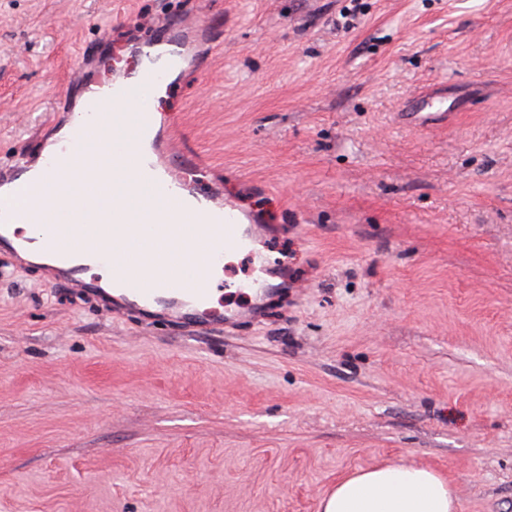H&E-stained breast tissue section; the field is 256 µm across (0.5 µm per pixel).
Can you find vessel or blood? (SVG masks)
<instances>
[{
    "instance_id": "b4317fda",
    "label": "vessel or blood",
    "mask_w": 512,
    "mask_h": 512,
    "mask_svg": "<svg viewBox=\"0 0 512 512\" xmlns=\"http://www.w3.org/2000/svg\"><path fill=\"white\" fill-rule=\"evenodd\" d=\"M147 36L138 53L146 65L134 81L115 80L94 86L81 111L72 113L68 136L42 158L38 183L27 177L28 154L19 152L0 171V181L10 184L0 195V254H13L11 228L33 225L32 239L51 257L52 269L62 284L95 298L105 309L123 315H143L151 308L176 312L181 323L200 329L228 328L242 315L224 314L210 307L223 283L214 271L224 264V252L247 245L235 206L210 196H199L191 174L204 162L186 146L176 148L177 163L156 160L159 132L152 107L156 87L181 68L185 46L177 28L169 23H147ZM135 102L139 122L128 129L119 110ZM123 138L115 148V138ZM120 161L134 186L148 187L141 210L148 223L135 233L115 239L110 234V211L104 201L110 194L107 164ZM40 191L43 203L20 211L18 203ZM193 223H185V214ZM93 259L112 269L113 288L119 295L96 289L85 278L81 259ZM139 285L126 291L130 279Z\"/></svg>"
}]
</instances>
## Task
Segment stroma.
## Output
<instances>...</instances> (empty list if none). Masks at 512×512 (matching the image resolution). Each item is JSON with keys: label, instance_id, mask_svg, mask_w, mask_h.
<instances>
[{"label": "stroma", "instance_id": "stroma-1", "mask_svg": "<svg viewBox=\"0 0 512 512\" xmlns=\"http://www.w3.org/2000/svg\"><path fill=\"white\" fill-rule=\"evenodd\" d=\"M144 16L194 27L159 125L285 267L192 337L0 257V512H320L397 463L512 512V0H0V164Z\"/></svg>", "mask_w": 512, "mask_h": 512}]
</instances>
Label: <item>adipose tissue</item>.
Wrapping results in <instances>:
<instances>
[{"label":"adipose tissue","instance_id":"adipose-tissue-1","mask_svg":"<svg viewBox=\"0 0 512 512\" xmlns=\"http://www.w3.org/2000/svg\"><path fill=\"white\" fill-rule=\"evenodd\" d=\"M112 195L117 201L112 227L125 233L137 223L141 194L132 190L125 171L109 170ZM457 500L449 482L412 464H397L357 471L337 482L323 498L322 512H456Z\"/></svg>","mask_w":512,"mask_h":512}]
</instances>
